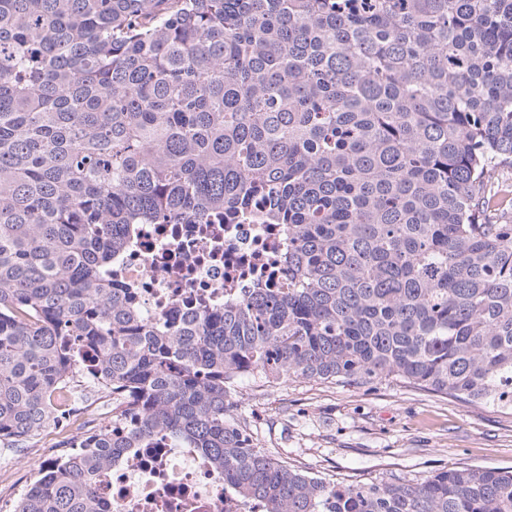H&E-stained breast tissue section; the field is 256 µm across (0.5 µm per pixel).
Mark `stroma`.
Segmentation results:
<instances>
[{"label": "stroma", "instance_id": "stroma-1", "mask_svg": "<svg viewBox=\"0 0 512 512\" xmlns=\"http://www.w3.org/2000/svg\"><path fill=\"white\" fill-rule=\"evenodd\" d=\"M238 413L260 446L335 482L423 479L454 467L512 470V414L388 382L365 387L244 379ZM43 464L0 449V498L17 502Z\"/></svg>", "mask_w": 512, "mask_h": 512}]
</instances>
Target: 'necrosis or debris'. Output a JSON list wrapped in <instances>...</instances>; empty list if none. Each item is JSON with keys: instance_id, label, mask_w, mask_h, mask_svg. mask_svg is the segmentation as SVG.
<instances>
[{"instance_id": "4bbe7bcc", "label": "necrosis or debris", "mask_w": 512, "mask_h": 512, "mask_svg": "<svg viewBox=\"0 0 512 512\" xmlns=\"http://www.w3.org/2000/svg\"><path fill=\"white\" fill-rule=\"evenodd\" d=\"M288 250L280 224H142L112 259L109 276L135 288L142 313L160 322L195 309L234 303L258 275L276 268ZM67 419H102L105 396L79 380L62 391ZM96 497L103 512H261L231 494L224 476L195 448L158 434L130 448L99 472Z\"/></svg>"}]
</instances>
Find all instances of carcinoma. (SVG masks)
Here are the masks:
<instances>
[{
  "mask_svg": "<svg viewBox=\"0 0 512 512\" xmlns=\"http://www.w3.org/2000/svg\"><path fill=\"white\" fill-rule=\"evenodd\" d=\"M512 0H0V443L93 349L103 426L14 512H101L155 433L264 512H512V471L334 483L258 446L241 378L512 411ZM288 228V287L148 321L135 224Z\"/></svg>",
  "mask_w": 512,
  "mask_h": 512,
  "instance_id": "obj_1",
  "label": "carcinoma"
}]
</instances>
